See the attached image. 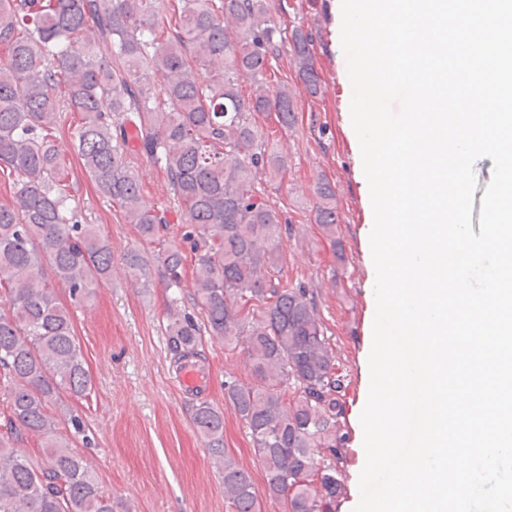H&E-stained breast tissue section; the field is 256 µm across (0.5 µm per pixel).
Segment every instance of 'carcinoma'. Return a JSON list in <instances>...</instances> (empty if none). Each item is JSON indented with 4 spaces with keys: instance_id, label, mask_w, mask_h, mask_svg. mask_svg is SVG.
Masks as SVG:
<instances>
[{
    "instance_id": "obj_1",
    "label": "carcinoma",
    "mask_w": 512,
    "mask_h": 512,
    "mask_svg": "<svg viewBox=\"0 0 512 512\" xmlns=\"http://www.w3.org/2000/svg\"><path fill=\"white\" fill-rule=\"evenodd\" d=\"M282 11L274 0H0V167L17 174L12 202L0 204V512H115L56 433L63 415L82 431L62 396L89 397L92 380L53 283L81 304L112 272L110 244L81 223L66 191L53 141L63 112L80 114L73 145L85 173L147 244H163L166 220L144 200L124 146L134 142L163 168L205 316L202 325L192 315L171 320L170 351L181 366L199 362L204 331L243 351L252 381H225L224 399L248 429L265 494L287 512H336L350 381L313 294L283 285L282 221L258 189L286 160L256 116L272 112L284 129L296 119V92L266 78L271 62L289 47L302 91L324 93L311 35L284 27ZM145 69L158 85L142 82ZM316 197V223L338 244L336 193L324 177ZM184 259L175 244L158 253L176 287ZM193 423L223 475L229 512H262L251 474L224 448V412L203 402ZM23 431L44 439L42 461L18 453Z\"/></svg>"
}]
</instances>
